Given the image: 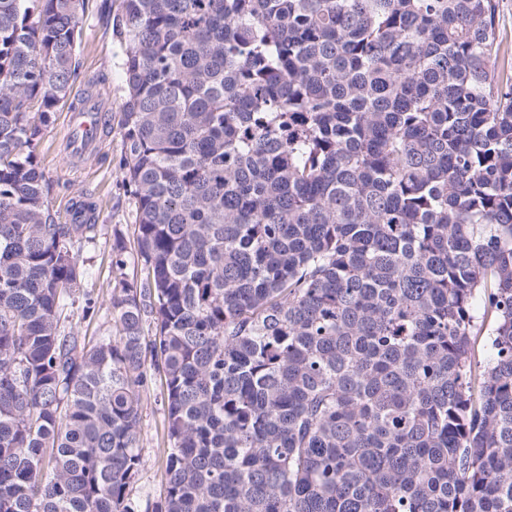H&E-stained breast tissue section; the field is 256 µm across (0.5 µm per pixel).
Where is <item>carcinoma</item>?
<instances>
[{"mask_svg": "<svg viewBox=\"0 0 512 512\" xmlns=\"http://www.w3.org/2000/svg\"><path fill=\"white\" fill-rule=\"evenodd\" d=\"M85 0H0V512H512L499 0H121L135 253L38 158ZM131 263L145 276L129 278ZM72 327L74 331L79 332L82 336H101L106 335L112 330V320L110 317L103 318L95 317L92 320L83 319L81 316V310L75 311V315L72 320ZM140 423V468L132 485L135 502L159 498L164 488V472L169 441L165 428V395L159 376L143 393Z\"/></svg>", "mask_w": 512, "mask_h": 512, "instance_id": "cac0c4a2", "label": "carcinoma"}]
</instances>
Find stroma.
<instances>
[{"label": "stroma", "mask_w": 512, "mask_h": 512, "mask_svg": "<svg viewBox=\"0 0 512 512\" xmlns=\"http://www.w3.org/2000/svg\"><path fill=\"white\" fill-rule=\"evenodd\" d=\"M86 3L69 94L59 105L54 124L45 130L38 155L56 223H66V210L79 195L90 194L97 205L102 231L95 245L83 249L82 256L93 271L88 288L98 307L105 308L112 291L109 270L113 234L118 231L128 239L133 233L134 205L123 181L119 124L127 86L122 69L124 45L113 28L120 0ZM89 90L102 95L106 124L99 149L80 160L68 147L66 126L72 107ZM140 412V468L131 490V497L137 502L159 498L164 488L169 441L160 382L150 383L143 394Z\"/></svg>", "instance_id": "obj_1"}]
</instances>
